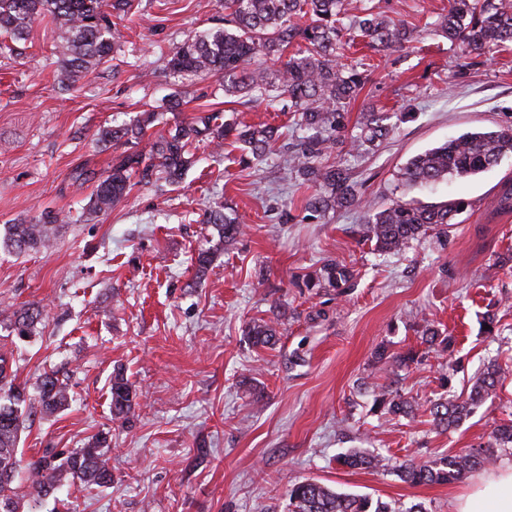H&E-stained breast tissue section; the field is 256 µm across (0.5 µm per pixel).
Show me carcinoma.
<instances>
[{
  "instance_id": "1",
  "label": "carcinoma",
  "mask_w": 512,
  "mask_h": 512,
  "mask_svg": "<svg viewBox=\"0 0 512 512\" xmlns=\"http://www.w3.org/2000/svg\"><path fill=\"white\" fill-rule=\"evenodd\" d=\"M132 7L133 0H0V31L24 40L40 17L52 16L61 32L56 46L61 81L73 84L82 74L109 60L121 36L112 18L123 19ZM437 27L458 46L463 58L510 46L512 0H448V13L440 17ZM420 33L416 25L396 21L376 5L367 4L359 14L348 17L344 0H224V27L187 39L163 56L162 66L173 75L217 77L224 83L226 96L254 97L275 90L287 95L294 124L308 132L289 159L301 184L313 189L304 200V209L313 217H321L336 208L359 206L368 214L367 234L375 242V249L398 253L411 241L427 235L448 241V229L471 210V202L458 198L436 205H415L397 200L378 207L358 194L348 168L330 164L328 158L347 143L353 150H370L393 128L394 114L373 108L357 122L358 132L348 134L349 107L358 99L366 80L363 73L341 61L355 38H362L375 50L395 52L417 40ZM294 45L296 51L287 54ZM161 116L160 112L145 110L129 123L95 131L97 142L124 146L126 150L114 160L109 173L98 178L88 213L111 210L138 185L159 180L179 182L195 162L191 148L196 143H205L219 152L224 141L231 139L242 146V161L247 162L264 157L280 137L275 126L226 121L224 111L214 107L175 125L168 135L152 144L149 153L131 150ZM509 154L511 125L470 131L414 156L402 176L408 185L434 184L448 177L475 175L496 166ZM60 222L58 214L46 211L31 223L6 224L0 245L16 253L47 248ZM207 223L226 243L245 233L239 215L228 214L220 206L209 210ZM303 285L344 290L355 287L354 274L347 266L327 260L319 275L308 277ZM48 318L44 305L22 306L12 313V331L30 336ZM245 336L255 346L270 348L277 341L275 322L254 320L245 328ZM422 336L437 352L453 350V338L431 324L424 326ZM375 357L394 372L420 362L424 353L412 347L390 353L383 347ZM501 371L497 360H490L476 374L466 398L431 401L428 411L433 426L446 430L472 416L495 392ZM137 396L135 385L124 371L116 370L110 386L112 418L129 420ZM2 398L7 403H0V504L10 503L9 512H19V490L23 487L28 496L40 499L65 484H112V468L105 458V449L110 447L106 433L64 456L45 452L26 461L18 452L19 436L32 417L51 416L71 400L68 385L56 373L44 374L33 396L26 387L16 384L10 359L0 353ZM374 410L407 417L413 414L414 405L398 393L382 392L374 399ZM509 444L512 422L495 427L485 444L430 461L410 460L399 466L398 473L412 485L448 484L478 466L495 462L498 449ZM336 461L349 468L389 466V458L375 449H352L338 454ZM288 512L394 510L386 503L375 504L365 496L340 493L321 482L306 480L288 489Z\"/></svg>"
}]
</instances>
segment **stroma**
<instances>
[{"label": "stroma", "mask_w": 512, "mask_h": 512, "mask_svg": "<svg viewBox=\"0 0 512 512\" xmlns=\"http://www.w3.org/2000/svg\"><path fill=\"white\" fill-rule=\"evenodd\" d=\"M393 18L417 24L415 46L397 52L367 47L348 61L368 81L350 107L352 120L374 106L400 114L374 150L344 156L362 198L429 205L464 197L472 209L447 244L424 237L399 253H380L365 237L364 209L324 218L303 208L307 190L288 163L303 132L288 98L224 95L215 77L181 80L161 58L189 36L223 26L224 0H134L110 61L62 89L54 47L60 30L48 17L27 39L0 36V226L53 211L64 219L49 249L0 250V352H9L17 381L35 390L56 371L67 380L68 407L27 422L18 448L84 447L110 435L108 487L72 486L25 497L19 512H287L288 489L316 479L342 493L388 503L394 512L421 504L455 512L492 469L459 481L411 485L395 470L350 469L336 462L351 448H379L394 462L432 460L486 443L512 421V212H500L512 156L484 172L431 187L409 186L407 161L449 138L512 124V49H493L462 63L436 23L448 0H381ZM180 94L152 138L218 104L225 117L279 127L284 150L243 168L235 146L222 154L200 147L181 183L139 185L112 210L81 214L98 177L118 156L96 145L100 127ZM87 179H75L77 170ZM232 208L247 226L231 243L203 221L207 209ZM214 254L197 276L199 250ZM353 266L355 288H303L325 260ZM39 302L50 317L35 334L6 327L14 309ZM500 333H484L486 312ZM276 318L274 347L249 344L246 325ZM453 336V356L426 355L403 370L398 387L414 404L439 397L442 376L453 394L468 393L488 360L505 364L495 397L458 427L435 429L428 416L388 418L373 411V393L388 385L378 345L419 347L424 323ZM124 368L137 386L133 417L114 420L110 380Z\"/></svg>", "instance_id": "stroma-1"}]
</instances>
